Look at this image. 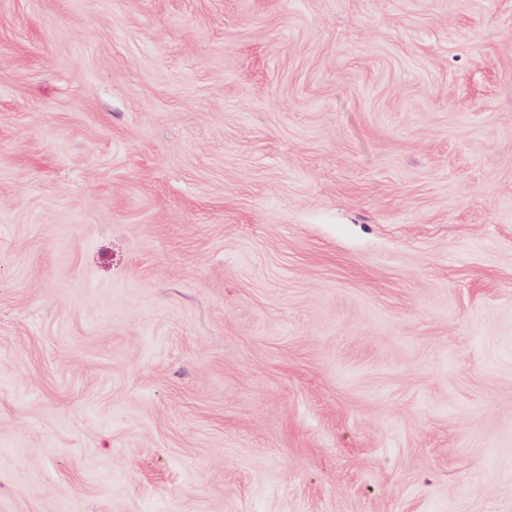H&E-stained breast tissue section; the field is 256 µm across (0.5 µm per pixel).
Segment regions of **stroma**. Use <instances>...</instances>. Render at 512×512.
Listing matches in <instances>:
<instances>
[{"label":"stroma","instance_id":"35a3bbf8","mask_svg":"<svg viewBox=\"0 0 512 512\" xmlns=\"http://www.w3.org/2000/svg\"><path fill=\"white\" fill-rule=\"evenodd\" d=\"M0 512H512V0H0Z\"/></svg>","mask_w":512,"mask_h":512}]
</instances>
